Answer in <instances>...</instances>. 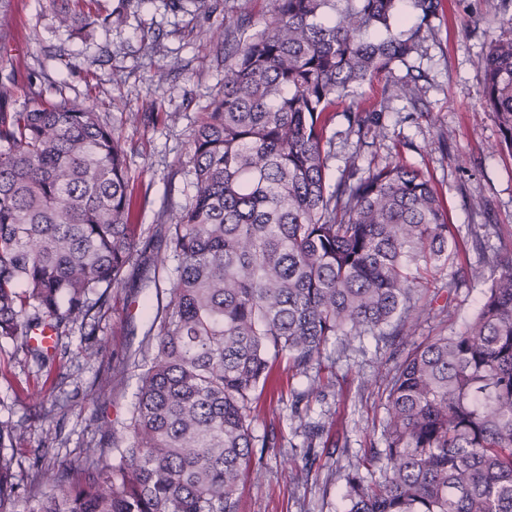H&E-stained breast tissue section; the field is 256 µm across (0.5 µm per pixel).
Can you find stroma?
I'll return each mask as SVG.
<instances>
[{
	"mask_svg": "<svg viewBox=\"0 0 512 512\" xmlns=\"http://www.w3.org/2000/svg\"><path fill=\"white\" fill-rule=\"evenodd\" d=\"M168 3L69 0L71 21L64 26L55 0H12L11 22L0 29V64L13 70L16 105L34 90L49 102L89 105L119 136L129 188L147 199L135 219L146 236L175 223L194 194L192 140L224 92V50L237 38L232 32L212 39L209 29L239 23L251 35L270 23L273 10L272 0H182L178 11ZM96 15L106 25L85 27ZM506 15L493 21L481 0H448L446 20L425 32L409 68L396 70L418 74L417 101L389 97L385 75L358 89L360 110L379 115L384 139L361 142L345 105H337L327 129L335 139L329 178L350 164L366 171L395 160L427 174L464 241L455 266L460 285L437 278L415 331L400 341L368 335L348 346L333 338L308 373L276 366L275 395L258 400L253 423L254 435L275 445L264 452L261 477L241 481L238 512H341L346 475L367 448L381 443L386 386L397 364L414 345L461 329L486 287L468 277L469 267L481 263L493 273L494 251L512 249V151L501 148L497 116L480 101L483 74L476 66L492 39L512 37V6ZM476 198L485 201L484 212L472 209ZM153 254L143 250L110 290L94 336L67 326L49 361L0 338V422L22 433L0 452L13 460L20 512L35 506L25 497L35 455L49 451L56 465L67 466L87 443L111 448L112 433L122 431L140 385L125 359L155 314L157 289L170 287L166 281L142 287ZM91 343L98 349L94 358L86 354ZM313 381L320 391L310 395L308 416L325 430L308 465L291 405Z\"/></svg>",
	"mask_w": 512,
	"mask_h": 512,
	"instance_id": "35a3bbf8",
	"label": "stroma"
}]
</instances>
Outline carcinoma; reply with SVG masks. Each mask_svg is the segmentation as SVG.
I'll return each mask as SVG.
<instances>
[{
  "instance_id": "carcinoma-1",
  "label": "carcinoma",
  "mask_w": 512,
  "mask_h": 512,
  "mask_svg": "<svg viewBox=\"0 0 512 512\" xmlns=\"http://www.w3.org/2000/svg\"><path fill=\"white\" fill-rule=\"evenodd\" d=\"M418 23L400 28L403 2ZM446 0H273L266 29L238 43L224 95L193 139L195 193L171 229L178 265L139 356L141 386L112 450L83 449L81 477L33 512H238L260 475L252 399L275 363L319 362L382 327L409 336L422 291L462 246L426 174L399 161L330 184L327 112L380 74L416 98L408 59ZM476 66L481 103L512 150V39ZM0 68V338L85 325L138 252L141 206L119 137L78 103L12 105ZM372 139L384 127L348 108ZM459 331L413 347L388 386L383 447L346 476L345 512H512V254ZM307 429L309 454L321 425ZM12 460L0 454V512H16Z\"/></svg>"
}]
</instances>
